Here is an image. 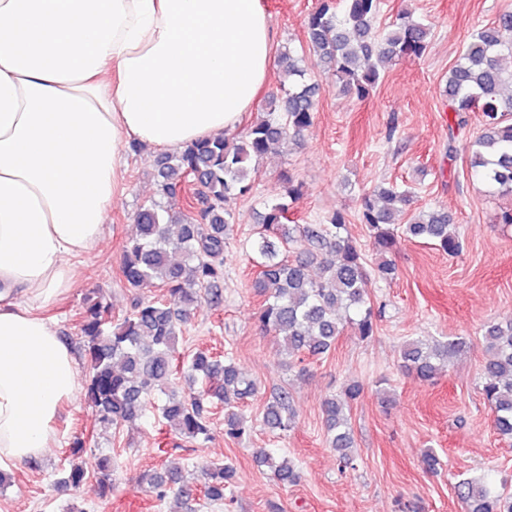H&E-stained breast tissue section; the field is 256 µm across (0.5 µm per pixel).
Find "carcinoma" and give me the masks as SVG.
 Segmentation results:
<instances>
[{
  "mask_svg": "<svg viewBox=\"0 0 512 512\" xmlns=\"http://www.w3.org/2000/svg\"><path fill=\"white\" fill-rule=\"evenodd\" d=\"M380 0H320L306 22L309 49L322 71L344 94L364 99L378 84L387 65L423 57L430 27L408 11L376 30ZM512 10L502 11L492 25L472 30L456 63L448 72L445 96L455 124L463 129L468 114L484 116L483 129L473 142L471 169L501 191L512 193ZM281 93L271 98L247 128L238 133L199 140L154 160L153 178L168 205L151 200L135 215L137 234L125 246L121 273L129 287H159L166 298H138L130 313L112 320V306L102 293L81 316V339L89 364L86 396L99 423L119 427L154 407L162 423L180 435L204 444L211 438L208 415L224 405V437L237 440L249 429L236 411L257 391L233 357L220 359L198 351L179 361L181 327L203 301L219 305L224 282V248L234 214L226 208L232 197L251 193L260 162L272 146L297 141L312 125L316 85L306 81L307 69L292 49L279 56ZM410 191L379 186L359 196L358 219L372 234L383 255L392 252L399 236L428 240L448 255L462 250V239L448 231L451 219L439 208L421 209L402 229L395 218L410 205ZM288 202L281 198L266 206L259 228L247 243L258 267L254 287L264 296L258 313L261 329L281 336L290 355H324L348 328L363 340L374 336L376 323L369 298V275L362 248L349 236L343 213L333 212L324 224H291ZM487 353L482 369L483 394L494 413V429L512 440V316L485 327ZM464 347L458 337L429 344L408 342L402 352L404 368L423 380L436 378ZM182 373L202 386L178 392L172 377ZM362 394L348 385L323 404L329 445L342 467H353V435L347 410ZM292 395L279 390L266 402L262 421L272 430L294 424ZM260 464L286 485L299 475L288 458L262 449ZM236 475L230 464L214 463L201 486L209 504L224 501ZM97 487L112 490V469L105 458ZM146 484L159 501L177 490L183 512H198L196 485L178 467L146 474ZM466 512H512V496L498 493L484 479L466 478L455 485Z\"/></svg>",
  "mask_w": 512,
  "mask_h": 512,
  "instance_id": "1",
  "label": "carcinoma"
}]
</instances>
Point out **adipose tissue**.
Masks as SVG:
<instances>
[{
	"label": "adipose tissue",
	"instance_id": "1",
	"mask_svg": "<svg viewBox=\"0 0 512 512\" xmlns=\"http://www.w3.org/2000/svg\"><path fill=\"white\" fill-rule=\"evenodd\" d=\"M274 50L260 0H0V460L57 445L78 369L46 312L103 237L122 146L235 131Z\"/></svg>",
	"mask_w": 512,
	"mask_h": 512
}]
</instances>
